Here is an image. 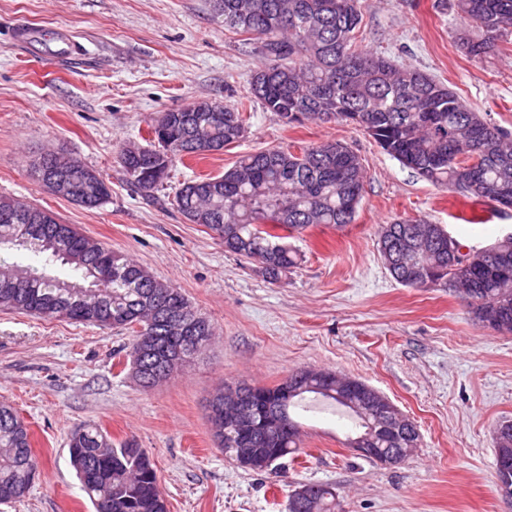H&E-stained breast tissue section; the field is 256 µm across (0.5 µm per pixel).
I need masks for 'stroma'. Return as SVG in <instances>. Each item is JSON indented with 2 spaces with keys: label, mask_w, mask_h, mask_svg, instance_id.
Here are the masks:
<instances>
[{
  "label": "stroma",
  "mask_w": 512,
  "mask_h": 512,
  "mask_svg": "<svg viewBox=\"0 0 512 512\" xmlns=\"http://www.w3.org/2000/svg\"><path fill=\"white\" fill-rule=\"evenodd\" d=\"M362 44L414 66L491 124L512 132V35L481 59L459 48L461 22L437 0H360ZM72 40L74 51L64 49ZM224 27L212 0H0V195L52 211L179 288L216 335L185 368L145 388L131 375L129 331L0 310V402L29 426L38 482L0 512H95L70 463L68 437L95 423L134 439L155 462L168 512H288L298 485L335 486L341 512H512L495 470L494 431L512 420V334L475 323L451 288H410L379 251L384 224L425 219L484 248L512 232V210L427 181L349 122L285 125L260 103L240 142L175 163L163 187L132 185L117 160L142 144L158 113L207 99L236 104L262 60ZM325 141L349 146L365 170L350 224L290 238L301 255L281 281L226 252L188 222L173 197L241 155ZM55 151L101 172L111 195L86 209L31 175ZM479 215L483 224H468ZM316 368L358 377L413 419L420 443L388 466L348 447L351 420L323 402L303 413L297 455L275 473L225 459L208 404L227 383L271 387Z\"/></svg>",
  "instance_id": "35a3bbf8"
}]
</instances>
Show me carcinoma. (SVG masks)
I'll list each match as a JSON object with an SVG mask.
<instances>
[{"label":"carcinoma","instance_id":"1","mask_svg":"<svg viewBox=\"0 0 512 512\" xmlns=\"http://www.w3.org/2000/svg\"><path fill=\"white\" fill-rule=\"evenodd\" d=\"M224 27L257 42L262 66L252 75L250 96L222 112H169L172 139L167 163L155 145L136 154L122 147L119 163L134 185L160 186L174 162L199 157L202 143L218 150L241 141L252 99L287 125L346 121L358 125L404 167L459 193L512 207V134L487 122L463 104L448 86L417 68L399 66L383 54L359 48L362 23L359 0H220ZM459 18L482 32L462 38L473 57L494 50L512 31V0H455ZM60 173L93 167L74 157L48 155L33 165ZM364 170L353 150L336 142L305 146L295 153L270 147L247 153L217 177L190 180L178 189L175 203L184 217L199 216L224 242V250L261 264L276 282L298 265V254L284 239L318 224L351 222L354 197L361 196ZM110 186L97 194L77 188L70 201L88 209L102 206ZM391 249L388 267L400 284L412 288L445 286L461 291L474 319L501 333H512V236L464 254L463 245L440 225L424 219L396 220L383 227L379 248ZM16 249L40 259L23 266L0 257V310L53 314L100 329L133 333L127 358L135 378L150 387L165 376L149 369L180 370L209 343L214 327L194 311L182 293L157 281L144 267L81 235L50 212L16 198L0 196V250ZM69 265L88 285L50 273L56 262ZM336 373L325 371L307 388L301 371L273 387L241 385L243 419L224 423V392L209 402V421L224 456L237 460V449L254 448L273 464L299 452L301 425L296 409L307 395L344 409V399L362 400L364 381L340 395ZM371 434L375 448H417L419 433L385 430L381 421ZM69 455L94 507L107 501L110 512H168L158 491L157 471L148 452L134 440L112 442L97 424L72 430ZM28 426L8 404L0 403V502L19 500L38 474L30 470ZM316 512H336V488L301 486Z\"/></svg>","mask_w":512,"mask_h":512}]
</instances>
